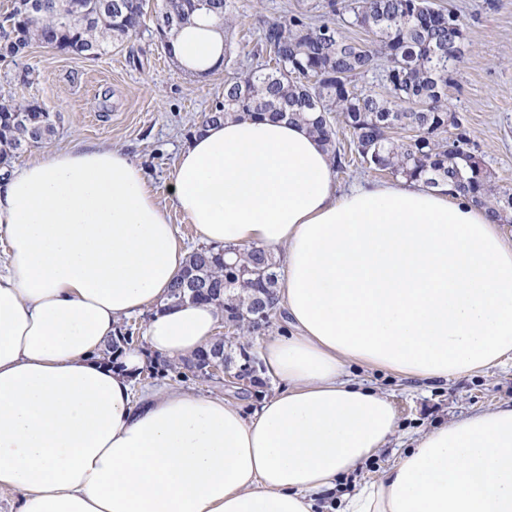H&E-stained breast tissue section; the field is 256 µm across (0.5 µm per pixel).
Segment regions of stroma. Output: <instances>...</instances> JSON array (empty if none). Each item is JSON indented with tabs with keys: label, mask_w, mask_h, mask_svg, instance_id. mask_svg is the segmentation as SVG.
Instances as JSON below:
<instances>
[{
	"label": "stroma",
	"mask_w": 512,
	"mask_h": 512,
	"mask_svg": "<svg viewBox=\"0 0 512 512\" xmlns=\"http://www.w3.org/2000/svg\"><path fill=\"white\" fill-rule=\"evenodd\" d=\"M324 0H237L226 31L230 69L205 76L182 73L157 41L153 26L113 44L98 59L32 43L22 66L0 63V93L36 100L57 114V131L46 147L19 154L22 165L43 149L80 141L118 148L144 170L161 203L181 149L204 112L224 97L228 73L256 67L263 20L296 15L313 24ZM465 18L466 54L448 87V105L461 118L497 185L512 188V0H433ZM352 377L392 397L398 434L345 486L372 480L388 469L419 436L477 411L512 402V360L448 382L408 379L386 370L351 368Z\"/></svg>",
	"instance_id": "35a3bbf8"
}]
</instances>
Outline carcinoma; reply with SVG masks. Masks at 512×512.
<instances>
[{
	"instance_id": "cac0c4a2",
	"label": "carcinoma",
	"mask_w": 512,
	"mask_h": 512,
	"mask_svg": "<svg viewBox=\"0 0 512 512\" xmlns=\"http://www.w3.org/2000/svg\"><path fill=\"white\" fill-rule=\"evenodd\" d=\"M28 12L0 13V32L11 29L16 41L0 42V61L19 64L31 42L96 59L112 43L137 33L145 23L148 0H81L85 18L71 19L66 0H27ZM326 19L311 25L303 18L263 22L261 48L274 54L276 68L260 65L224 82V100L206 113L201 125L226 117L288 119L305 124L324 144L338 168L346 155L337 148L335 125L350 134V151L370 170L421 181L430 187L452 183L498 221L512 216V189L494 184L474 149L463 152L444 134L460 127L448 110V74L466 52L465 23L430 0H325ZM209 11L224 22L234 16L236 0H158L153 19L164 49L193 15ZM348 23L373 35L369 43L341 32ZM384 60L383 94L356 89L362 77ZM398 130L407 132L394 138ZM55 133V115L39 102L0 97V166L11 167L24 149ZM281 259L261 246L193 249L168 293L167 303L205 302L244 336H259L276 315ZM125 324L108 342L104 357L116 362L123 346L138 342ZM243 358L250 384L259 382L255 358L229 338L206 349ZM199 353L174 360L148 361L151 377L196 376Z\"/></svg>"
}]
</instances>
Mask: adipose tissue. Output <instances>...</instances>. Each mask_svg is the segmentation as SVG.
<instances>
[{"label": "adipose tissue", "instance_id": "1", "mask_svg": "<svg viewBox=\"0 0 512 512\" xmlns=\"http://www.w3.org/2000/svg\"><path fill=\"white\" fill-rule=\"evenodd\" d=\"M181 70L224 58L220 19L174 42ZM170 206L117 148L73 144L0 175V490L14 512H319L394 436V401L354 363L425 381L512 358V243L451 186L398 178L338 190L301 124L206 125L182 150ZM178 211L205 245L283 254L291 334L260 349L280 383L249 411L164 384L135 396L147 357L209 344L204 303L163 301L186 258ZM151 311L120 369L101 352ZM339 512H512V404L439 426Z\"/></svg>", "mask_w": 512, "mask_h": 512}]
</instances>
